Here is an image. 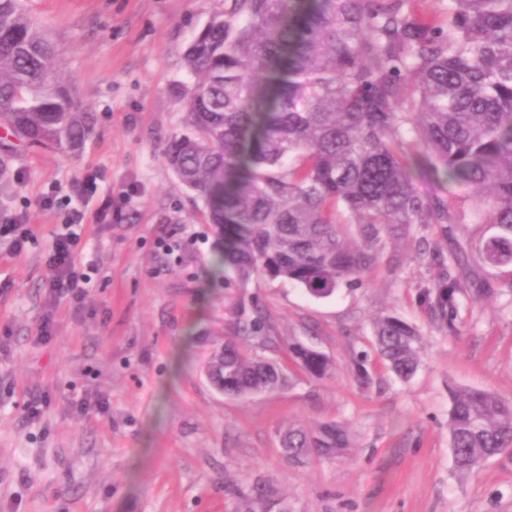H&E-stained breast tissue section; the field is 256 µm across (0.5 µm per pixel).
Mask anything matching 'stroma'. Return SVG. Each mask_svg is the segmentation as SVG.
Returning <instances> with one entry per match:
<instances>
[{
    "mask_svg": "<svg viewBox=\"0 0 512 512\" xmlns=\"http://www.w3.org/2000/svg\"><path fill=\"white\" fill-rule=\"evenodd\" d=\"M23 4L56 42L94 129L75 154L0 151V222L22 216L34 230L19 252L0 237V512H512V458L463 477L448 445L452 389L512 400V266L481 267L498 294L460 308L457 338L416 306L434 271L409 258L324 299L278 280L224 284L212 276L216 228L165 157L185 128V53L224 0ZM108 194L121 207L96 223ZM47 195L61 206L40 209ZM74 210L84 215L78 263L93 267L78 311L52 295L46 266ZM257 305L280 341L274 356L300 342L332 358L330 375L294 367L274 392L213 390L206 357ZM392 310L424 336L405 384L371 344L373 318ZM363 356L368 386L355 372ZM39 396L48 404L33 419L26 406ZM99 397L106 415L79 414ZM332 420L350 430L344 453L282 456L284 429ZM259 484L273 503L256 501Z\"/></svg>",
    "mask_w": 512,
    "mask_h": 512,
    "instance_id": "35a3bbf8",
    "label": "stroma"
}]
</instances>
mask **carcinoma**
<instances>
[{"mask_svg":"<svg viewBox=\"0 0 512 512\" xmlns=\"http://www.w3.org/2000/svg\"><path fill=\"white\" fill-rule=\"evenodd\" d=\"M224 0L194 38L185 66V132L167 162L200 198L223 249L213 274L282 280L316 298L399 267L395 239L436 267L417 303L437 330L461 335L458 312L475 279L458 230L490 224L489 267L512 265V0ZM0 127L16 141L79 151L93 114L77 105L53 42L20 0H0ZM468 190L455 210L445 186ZM262 316L210 352L204 368L224 394L280 389V360ZM371 343L399 380L420 364L423 334L395 312L372 322ZM288 358L322 378L324 352L293 343ZM448 437L461 475L512 452V402L455 389ZM349 446L336 421L282 434L283 454L332 456Z\"/></svg>","mask_w":512,"mask_h":512,"instance_id":"cac0c4a2","label":"carcinoma"}]
</instances>
